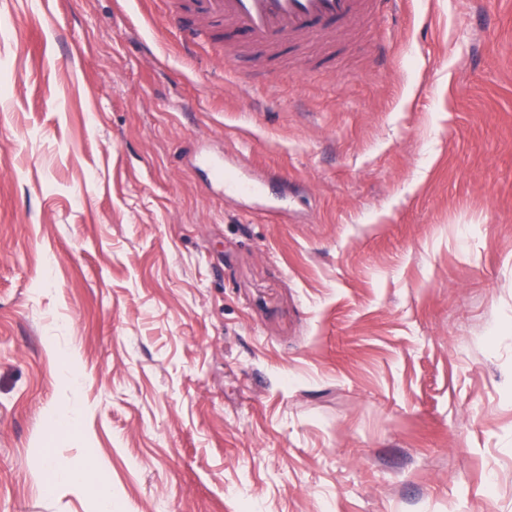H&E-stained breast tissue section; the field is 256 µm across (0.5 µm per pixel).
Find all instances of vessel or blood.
I'll return each mask as SVG.
<instances>
[{"label":"vessel or blood","instance_id":"b4317fda","mask_svg":"<svg viewBox=\"0 0 512 512\" xmlns=\"http://www.w3.org/2000/svg\"><path fill=\"white\" fill-rule=\"evenodd\" d=\"M386 0H172L169 16L190 46L223 37L226 65L237 58L235 46L277 53L305 41L335 44L339 33L356 22L375 20ZM225 193L251 196L261 183L246 174L226 180Z\"/></svg>","mask_w":512,"mask_h":512}]
</instances>
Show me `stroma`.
Wrapping results in <instances>:
<instances>
[{
  "label": "stroma",
  "mask_w": 512,
  "mask_h": 512,
  "mask_svg": "<svg viewBox=\"0 0 512 512\" xmlns=\"http://www.w3.org/2000/svg\"><path fill=\"white\" fill-rule=\"evenodd\" d=\"M293 54L0 0V512H512V0ZM224 192L231 195H257L261 192V182L240 172L238 175L226 179ZM95 459L86 457L80 462H59L50 459L47 470L51 474L53 487L59 485L78 484L82 481L86 471L97 470Z\"/></svg>",
  "instance_id": "35a3bbf8"
}]
</instances>
